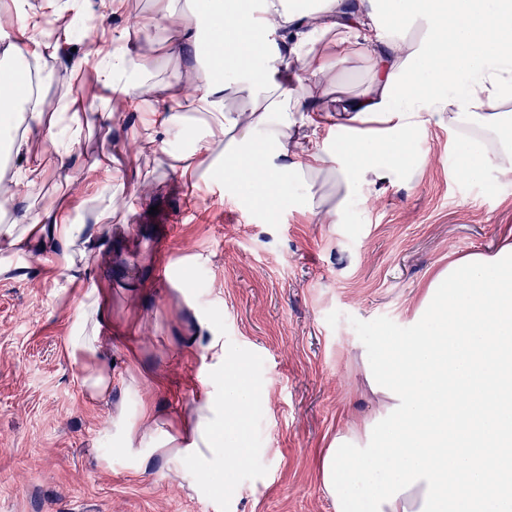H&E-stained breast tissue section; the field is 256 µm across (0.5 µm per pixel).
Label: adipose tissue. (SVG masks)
<instances>
[{
	"instance_id": "obj_1",
	"label": "adipose tissue",
	"mask_w": 512,
	"mask_h": 512,
	"mask_svg": "<svg viewBox=\"0 0 512 512\" xmlns=\"http://www.w3.org/2000/svg\"><path fill=\"white\" fill-rule=\"evenodd\" d=\"M154 3L150 16L128 24L175 32L166 48L185 64L166 88L171 103L194 109L191 150L170 151L184 127L180 113L151 103L144 76L152 57L132 51L120 33L113 49L90 54L102 85L139 112V142L181 175L220 142L224 182L244 199L276 204L298 187L306 213L334 224L352 190L389 178L429 127L445 125L457 135L462 177L490 167L512 178V0H195L185 14L170 0ZM0 25L13 33L0 53V133L6 151L27 159L13 190L0 195L10 204L44 176L29 158L33 141L53 143L63 178L71 149L57 140L60 113L45 114L26 78L31 64L59 50L43 33V14L12 0ZM353 57L368 78L357 92H336L340 66ZM237 98L245 106L228 108ZM335 133L343 136L337 145ZM124 189L113 182L94 224L44 211L0 224V255L56 241L61 267L76 281L77 259L125 220ZM109 294L84 289L65 338L93 401L112 395L103 334L112 324ZM380 345V357L365 364L372 416L337 432L320 455L321 487L335 512H512V243L449 259L424 288L407 334ZM185 349L210 359L203 396L176 419L146 401L133 423L118 409L117 442L143 463L172 457L232 476L249 451L221 434L265 400L243 371H230L210 321H199ZM462 477L473 493L458 489Z\"/></svg>"
}]
</instances>
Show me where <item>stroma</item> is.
Segmentation results:
<instances>
[{"label": "stroma", "instance_id": "obj_1", "mask_svg": "<svg viewBox=\"0 0 512 512\" xmlns=\"http://www.w3.org/2000/svg\"><path fill=\"white\" fill-rule=\"evenodd\" d=\"M151 9V0H125L101 22L128 30L131 46L156 57L161 100L181 61L127 27L129 15ZM89 43L71 36L37 70L54 78L58 102L79 97L96 74L85 60ZM109 102L101 92L77 110L70 180L56 174L52 146L38 147L43 182L18 197L12 214L31 207L96 223L100 202L81 177L111 146L131 185L126 225L104 242L111 259L89 264L93 280L112 290V396L86 399L81 368L64 348L82 285H67L51 247L15 256L14 269L0 273V512H335L318 459L374 406L365 359L379 353L380 337L407 329L449 258L512 241V180L490 168L460 177L454 135L434 125L395 176L351 193L340 223L322 224L301 211V189L287 204L255 205L207 177L208 161L185 179L159 155L125 152L139 119L103 121ZM191 272L199 279L180 296L172 278ZM201 318L267 397L239 435L251 455L229 480L199 477L173 459L142 466L126 453L106 455L117 406L133 418L145 400L176 416L202 394L208 361L183 349ZM133 382L134 395L125 391Z\"/></svg>", "mask_w": 512, "mask_h": 512}]
</instances>
